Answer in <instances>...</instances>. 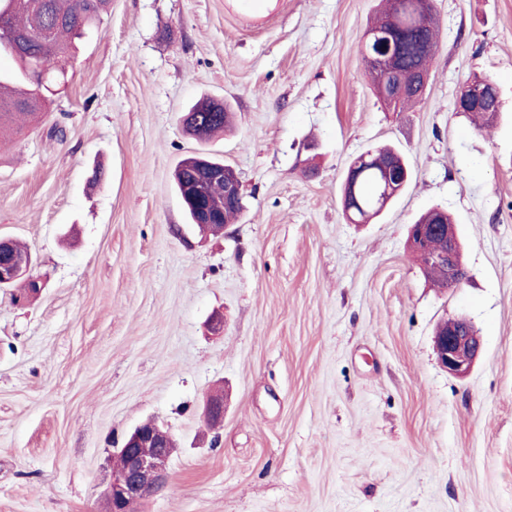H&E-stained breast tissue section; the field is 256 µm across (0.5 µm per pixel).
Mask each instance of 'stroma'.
I'll return each mask as SVG.
<instances>
[{"mask_svg":"<svg viewBox=\"0 0 512 512\" xmlns=\"http://www.w3.org/2000/svg\"><path fill=\"white\" fill-rule=\"evenodd\" d=\"M378 3L109 0L46 117L0 148V237L41 284L0 288V512H102L112 448L148 418L178 446L138 512H512V0H433L437 52L403 112L365 77ZM477 75L501 101L482 131L454 107ZM206 97L234 121L201 141L183 116ZM385 143L410 185L347 223L348 166ZM197 154L241 180L219 235L175 190ZM432 207L461 287L409 248ZM459 315L483 342L464 378L433 348Z\"/></svg>","mask_w":512,"mask_h":512,"instance_id":"35a3bbf8","label":"stroma"}]
</instances>
